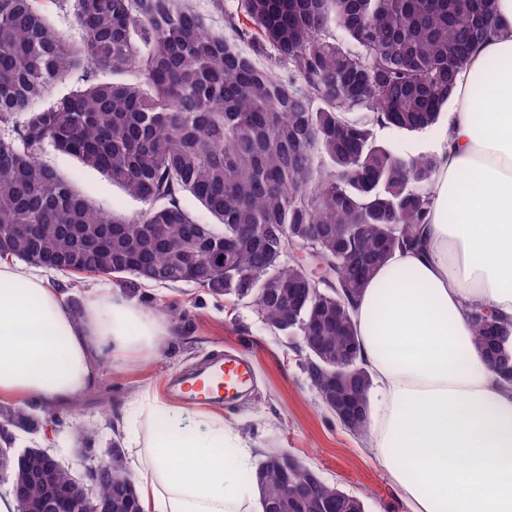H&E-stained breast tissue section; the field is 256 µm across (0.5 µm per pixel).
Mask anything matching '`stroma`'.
Listing matches in <instances>:
<instances>
[{
    "instance_id": "obj_1",
    "label": "stroma",
    "mask_w": 512,
    "mask_h": 512,
    "mask_svg": "<svg viewBox=\"0 0 512 512\" xmlns=\"http://www.w3.org/2000/svg\"><path fill=\"white\" fill-rule=\"evenodd\" d=\"M445 122L421 132L389 127L376 130L378 139L406 157L429 155ZM43 160L68 178L96 209L123 216L138 214L143 204L96 170L75 158L45 149ZM105 283L139 294L144 304L174 322L178 333L157 356L116 372L100 363L97 387L79 400L38 413L40 430L17 431L16 448L45 447L76 473L84 467L78 454L80 431L95 435V456L105 459L112 442L121 441L115 428L127 401L142 388L168 391L174 378L202 367L233 347L256 363L253 386L242 399L213 405L243 436L259 445L260 454L285 450L311 465L328 484L359 498L365 512H406L385 473L365 452L367 438L345 430L320 405L316 389L302 369L300 341L273 333L249 304L189 284L165 288L128 274L86 279V286Z\"/></svg>"
}]
</instances>
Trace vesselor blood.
<instances>
[{
  "instance_id": "b4317fda",
  "label": "vessel or blood",
  "mask_w": 512,
  "mask_h": 512,
  "mask_svg": "<svg viewBox=\"0 0 512 512\" xmlns=\"http://www.w3.org/2000/svg\"><path fill=\"white\" fill-rule=\"evenodd\" d=\"M254 369L246 358L225 354L224 358L210 363L198 375L183 380L179 385L181 397L196 404L237 399L251 385Z\"/></svg>"
}]
</instances>
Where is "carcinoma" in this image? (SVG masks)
I'll use <instances>...</instances> for the list:
<instances>
[{
	"label": "carcinoma",
	"mask_w": 512,
	"mask_h": 512,
	"mask_svg": "<svg viewBox=\"0 0 512 512\" xmlns=\"http://www.w3.org/2000/svg\"><path fill=\"white\" fill-rule=\"evenodd\" d=\"M74 2L79 42L35 0H0V125L11 128L0 137V258L46 260L71 275L147 268L162 287L245 293L269 328L322 337L318 363L334 379L309 376L322 407L338 389L367 393L363 364L345 365L358 342L349 305L394 252L420 245L438 166L395 155L374 129L437 122L459 65L487 38L495 0H238L221 33L178 0ZM269 48L288 77L257 62ZM78 69L83 83L49 98ZM47 147L145 208L102 213L41 160ZM186 195L216 222L196 220ZM307 226L319 231L333 286L288 255ZM359 242L382 255L357 263ZM469 322L476 348L511 378L512 322L481 310ZM35 424L23 409H1L0 448ZM42 457L33 447L13 471L31 503L88 488ZM123 457L110 448L94 490L108 512H140ZM255 480L263 512H364L288 451L266 454Z\"/></svg>",
	"instance_id": "cac0c4a2"
}]
</instances>
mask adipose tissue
Listing matches in <instances>:
<instances>
[{"label":"adipose tissue","mask_w":512,"mask_h":512,"mask_svg":"<svg viewBox=\"0 0 512 512\" xmlns=\"http://www.w3.org/2000/svg\"><path fill=\"white\" fill-rule=\"evenodd\" d=\"M460 67L421 249L396 252L354 301L368 454L407 512H512V384L475 348L472 309L512 320V0ZM176 334L136 294L60 285L0 259V406H65L97 365L147 360ZM142 512H252L253 444L154 388L121 418Z\"/></svg>","instance_id":"adipose-tissue-1"}]
</instances>
